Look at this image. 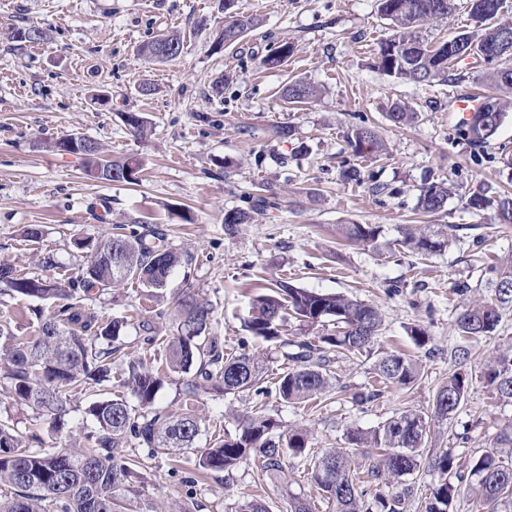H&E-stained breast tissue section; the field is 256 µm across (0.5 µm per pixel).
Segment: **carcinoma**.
<instances>
[{
    "label": "carcinoma",
    "mask_w": 512,
    "mask_h": 512,
    "mask_svg": "<svg viewBox=\"0 0 512 512\" xmlns=\"http://www.w3.org/2000/svg\"><path fill=\"white\" fill-rule=\"evenodd\" d=\"M504 0H467V8L477 29L460 33L430 48L420 39V27L439 21L455 9L454 0H380V13L390 21L392 34L379 45L377 67L397 80L428 85L448 79V69L469 58L474 48L496 59L490 79L500 90L512 91V66L499 65L512 60V21L503 22L499 13ZM257 25L252 16L240 15L224 24L218 35L219 47L239 42ZM18 42L38 43L45 38L37 25L19 27ZM293 47L282 45L262 60L268 68L280 67L291 56ZM290 103H305L316 96V89L303 80L284 87ZM417 113L404 103L394 104L388 119L394 125L409 124ZM493 124L486 134L464 123L463 136L471 145H480L498 130ZM347 144L356 155L374 154L385 145L374 129L355 127L347 134ZM84 172L98 180L128 183L124 170L132 165L140 170L141 161L132 157L109 160L100 149L77 157ZM418 207L426 213L442 210L451 193L445 182L424 181L418 188ZM276 208L267 197L259 196L249 209L224 213V228L233 233L248 224L253 215ZM462 230L453 224H426L420 228H398L399 238L390 241L378 224H343L342 235L350 242L367 246L379 255L392 251L397 243L415 255L428 258L445 252ZM156 243L143 236L116 235L96 243L92 255L66 281L50 276L27 277L12 265L0 262V286L39 300L53 299L56 308L40 321L33 339L16 341L6 347L0 381L9 383L12 398L30 407L37 417L50 420L61 432L70 403V392L81 385L112 382L114 366H125L124 386L138 401L130 405L121 398L102 397L84 409V419L94 431L86 436L89 446L67 448L45 446L39 429L20 430L0 422V512H128V505L144 495L142 466L164 454L178 461L195 456V466L205 473H223L253 457L271 479L281 478L284 464L301 458L308 467L311 483L334 505L335 512H406L415 474L423 460L428 468L444 475V481L431 492L425 512H450L461 487L476 498L483 512H507L512 508V424L505 426L489 448L472 457L468 465L459 463L449 449L428 452L425 444L429 422L417 410L405 409L369 429L350 427L345 447L311 451L305 428L282 429L271 416L251 414L238 422L235 434L216 438L205 446L198 444L201 418L190 414L176 419L155 407L158 393L168 382L160 371H150L143 362L125 360L117 341L126 323L120 318L106 321L72 302L73 293L103 294L133 279L147 288L162 290L181 255L164 244L165 234L152 231ZM486 288L491 299L466 306L456 318L460 338L467 341L497 333L502 311L512 307V261L498 262L488 269ZM175 326L167 342L165 363L172 373H193L182 383V394L199 397L207 389L228 395L259 391L265 375L263 357L253 353L227 355L217 337L211 335L214 308L207 301L186 293L174 300ZM294 319L310 330L327 323L335 332L312 342L284 339L288 321ZM383 319L379 309L364 301L341 294H325L279 281L271 293L253 299L251 316L245 328L252 336L297 351L284 353L292 362L277 381L279 395L286 403L301 404L330 388V367L334 358L369 354L374 349ZM469 349H458L459 368L448 374L434 398V417L446 419L456 414L472 386V375L464 368ZM419 363L401 352H385L374 366V374L384 387L404 389L419 374ZM480 381L499 399L512 402V354L503 353L485 363ZM395 485L397 491L384 493L370 487Z\"/></svg>",
    "instance_id": "carcinoma-1"
}]
</instances>
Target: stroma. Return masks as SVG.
<instances>
[{
	"label": "stroma",
	"instance_id": "stroma-1",
	"mask_svg": "<svg viewBox=\"0 0 512 512\" xmlns=\"http://www.w3.org/2000/svg\"><path fill=\"white\" fill-rule=\"evenodd\" d=\"M230 11L258 25L239 44L216 47ZM29 24L42 27L46 39L15 42L13 31ZM172 32L183 40L177 58L160 63L140 55L143 44ZM388 34L378 0H234L229 9L224 0H0V261L22 275L64 280L88 259L81 247L87 239L160 228L182 255L166 288L151 293L129 281L103 299L78 293L75 301L99 318H123L122 355L154 370L172 334L174 299L195 294L212 304V333L225 353L259 354L269 367L263 395L209 392L191 402L180 393L181 375H172L156 401L165 414L199 416L209 440L234 432L242 414L258 409L284 427H307L317 449L342 446L347 428H371L412 408L431 419L429 448L451 449L461 461L481 453L512 421V403L478 380L487 360L512 350V309L504 310L496 336L473 341L467 370L475 382L460 411L447 419L431 413L436 391L455 368L463 303L488 299V267L512 259V224L499 223L494 208L467 205L474 194L496 200L512 193V107L486 143L466 144L450 96L491 94L487 67L465 66L459 78L429 86L395 80L375 65ZM286 42L293 47L286 64L265 67L263 58ZM295 78L317 88L309 103L283 97ZM145 83L152 95L140 93ZM99 93L108 104H94ZM396 102L418 112L412 125L397 128L387 120ZM127 112L147 119L145 138L125 125ZM359 124L377 127L383 154L351 151L346 136ZM285 126L292 130L286 140L276 134ZM69 134L96 141L115 160L138 156L144 168L132 183L92 178L75 159L48 149L49 141ZM275 153L287 155V167L272 161ZM345 163L362 168V185L341 180ZM426 179L452 186L435 214L417 206ZM259 195L274 198L276 209L227 233L225 212ZM348 223L383 225L394 243L401 224H457L461 231L444 253L421 260L396 243L381 256L346 241L339 227ZM31 225L41 229L39 241L25 237ZM48 257L54 267H46ZM281 279L373 303L383 317L372 353L334 361L332 389L304 405L283 403L276 392L283 348L244 328L251 298ZM460 281L470 287L463 297L455 293ZM39 305L0 294V334L21 341L35 335L31 311ZM413 323L430 336L424 349L406 332ZM147 335L155 339L148 350ZM394 350L418 354L414 385L356 403L354 394L374 383L377 359ZM99 393L74 391L65 430L43 432L46 444H83L84 409ZM186 468L163 457L151 462L146 500L174 512H235L238 502L256 498L270 512H287L294 493L310 500L314 512L334 510L296 461L278 484L252 458L192 486L182 481Z\"/></svg>",
	"mask_w": 512,
	"mask_h": 512
}]
</instances>
